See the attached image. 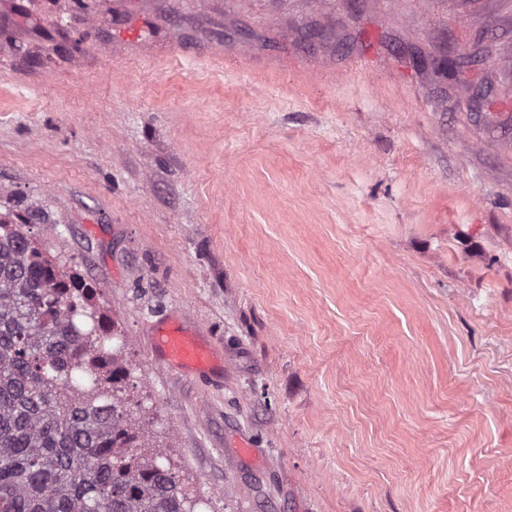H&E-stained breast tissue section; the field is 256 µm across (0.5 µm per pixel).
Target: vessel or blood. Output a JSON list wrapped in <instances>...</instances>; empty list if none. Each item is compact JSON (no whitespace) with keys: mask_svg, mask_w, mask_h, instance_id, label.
<instances>
[{"mask_svg":"<svg viewBox=\"0 0 512 512\" xmlns=\"http://www.w3.org/2000/svg\"><path fill=\"white\" fill-rule=\"evenodd\" d=\"M156 362L197 379L220 378L224 363L210 341L204 339L191 319L182 312H173L142 328Z\"/></svg>","mask_w":512,"mask_h":512,"instance_id":"b4317fda","label":"vessel or blood"}]
</instances>
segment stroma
Instances as JSON below:
<instances>
[{"instance_id":"stroma-1","label":"stroma","mask_w":512,"mask_h":512,"mask_svg":"<svg viewBox=\"0 0 512 512\" xmlns=\"http://www.w3.org/2000/svg\"><path fill=\"white\" fill-rule=\"evenodd\" d=\"M1 215L200 512H512V0H0ZM142 335L147 339L155 361L162 367L197 379L224 377V356L218 355L185 313L175 311L145 324Z\"/></svg>"}]
</instances>
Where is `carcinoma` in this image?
<instances>
[{
    "mask_svg": "<svg viewBox=\"0 0 512 512\" xmlns=\"http://www.w3.org/2000/svg\"><path fill=\"white\" fill-rule=\"evenodd\" d=\"M90 291L0 220V512H197L117 411L127 369Z\"/></svg>",
    "mask_w": 512,
    "mask_h": 512,
    "instance_id": "cac0c4a2",
    "label": "carcinoma"
}]
</instances>
